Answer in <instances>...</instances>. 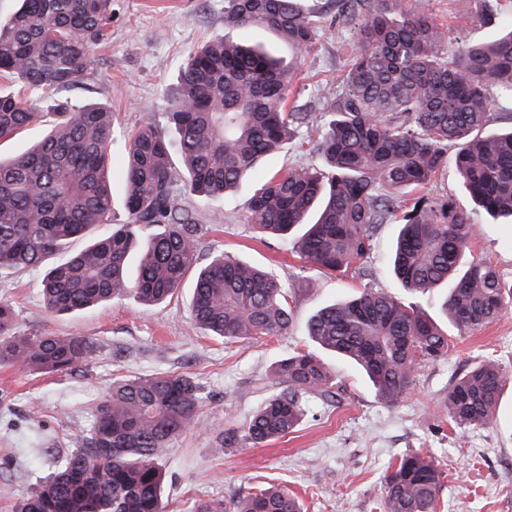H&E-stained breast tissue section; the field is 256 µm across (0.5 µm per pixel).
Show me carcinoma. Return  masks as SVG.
Segmentation results:
<instances>
[{
  "instance_id": "cac0c4a2",
  "label": "carcinoma",
  "mask_w": 512,
  "mask_h": 512,
  "mask_svg": "<svg viewBox=\"0 0 512 512\" xmlns=\"http://www.w3.org/2000/svg\"><path fill=\"white\" fill-rule=\"evenodd\" d=\"M336 24L356 39L341 89L326 99L320 167L280 169L247 203L256 230L295 241L305 262L334 273L366 258L377 228L398 226L390 271L410 293L448 288L442 306L460 332L512 305V281L472 256L476 213L422 190L453 161L470 197L512 224V130L485 133L490 87L512 101V26L487 43H448V27L399 7L402 0H335ZM224 23L276 33L296 57L308 54L321 19L299 0H224ZM112 0H22L0 22V77L33 92L62 91L88 75L108 40ZM295 70L261 50L215 36L193 50L165 125L148 121L129 137L123 166L127 221L112 223L109 180L112 112L99 103L55 104L51 130L27 151L0 156V269L25 270L57 255L42 282L53 314L134 295L157 305L196 271L194 325L229 341L281 336L292 326L285 286L271 272L222 254L197 266L202 226L181 213L177 186L198 198L225 196L262 159L286 148L313 122L286 107ZM43 115L20 95L0 92V146ZM84 247L74 248L79 240ZM320 349L361 368L378 396L395 404L416 368L448 355V331L417 306L379 289L331 304L307 324ZM79 333L30 336L14 305L0 300V365L58 374L91 358ZM322 358L297 352L267 376L271 390L243 428L254 445L293 432L311 397L334 394ZM505 375L485 360L448 388V418L463 428L497 423ZM203 400L188 375L120 379L94 410L80 446L13 512H165L162 463L169 442L198 423ZM441 474L423 453L400 458L383 482V512H435ZM224 512H301L277 486L251 489Z\"/></svg>"
}]
</instances>
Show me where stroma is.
Listing matches in <instances>:
<instances>
[{
    "mask_svg": "<svg viewBox=\"0 0 512 512\" xmlns=\"http://www.w3.org/2000/svg\"><path fill=\"white\" fill-rule=\"evenodd\" d=\"M301 5L320 14L321 26L313 50L298 65L288 104L318 118L336 91L354 35L336 26L331 0H302ZM405 6L447 24L452 43L487 42L512 22V0H406ZM216 35L261 42L284 60L293 57L273 34L225 25L224 0H112L106 46L95 52L88 77L63 96L112 109L114 223L127 220L122 178L127 133L149 120L163 124L167 97L189 52ZM317 137L315 128H301L297 139L266 161L264 173L320 164ZM258 185L254 179L234 195L204 203L187 195L183 205L205 228L201 260L228 253L265 267L291 286L293 327L282 336L226 341L206 335L190 320L187 285L177 298L152 307L128 295L90 311L52 315L42 303L44 268L0 270V300L13 303L22 333H79L97 344L92 358L70 373L33 375L0 366V489L10 490L9 498L0 497V512H11L13 501L26 497L58 457L76 448L113 380L159 372L191 375L204 400L198 425L174 438L163 460L166 512L216 507L268 485L288 489L303 512H380L385 475L414 452L431 455L443 473L436 512H512V383L504 387L494 428H460L443 403L451 380L483 359H494L512 374V307L477 331L450 336L447 357L421 364L398 403L382 401L356 367L336 361L335 397L312 399L295 432L261 445L221 447L224 429L241 428L268 396L263 379L271 367L290 354L313 350L305 327L321 307L366 288L383 289L416 301L438 323L446 321L443 290L415 297L388 275L394 225L377 229L362 267L331 275L304 263L292 242L261 237L247 223L246 204ZM471 253L511 280L512 225L481 215Z\"/></svg>",
    "mask_w": 512,
    "mask_h": 512,
    "instance_id": "stroma-1",
    "label": "stroma"
}]
</instances>
